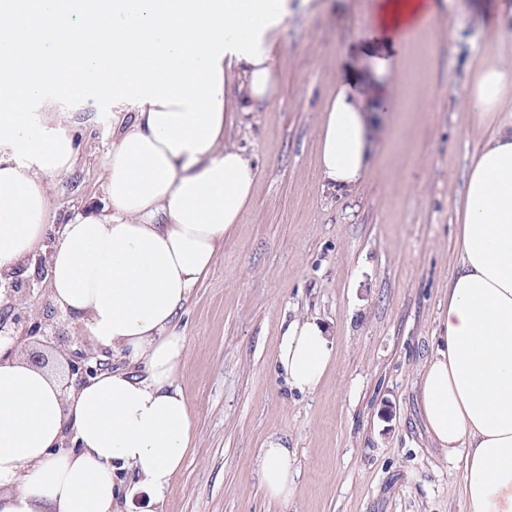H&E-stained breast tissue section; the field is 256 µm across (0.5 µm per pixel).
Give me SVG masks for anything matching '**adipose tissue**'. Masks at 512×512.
I'll use <instances>...</instances> for the list:
<instances>
[{
    "instance_id": "adipose-tissue-1",
    "label": "adipose tissue",
    "mask_w": 512,
    "mask_h": 512,
    "mask_svg": "<svg viewBox=\"0 0 512 512\" xmlns=\"http://www.w3.org/2000/svg\"><path fill=\"white\" fill-rule=\"evenodd\" d=\"M442 9L376 0L317 128L328 188L364 181L396 109L376 83L392 67L378 48L405 44ZM288 12V0H0V275L41 247L48 179L76 164L69 111L33 109L46 86L63 83L76 108L108 84L135 108L103 157L110 212L75 215L49 256L54 303L128 366L75 385L0 338V512H113L118 473L161 496L181 471L192 414L177 316L255 195L259 169L226 129L233 108L277 93L269 35ZM511 100L512 60H484L467 103L489 114ZM455 211L460 268L416 387L431 447L462 469L466 512H512V119L481 139ZM333 356L328 326L295 318L275 369L310 394ZM258 471L287 503L293 454L268 441Z\"/></svg>"
}]
</instances>
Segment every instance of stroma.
<instances>
[{
    "instance_id": "35a3bbf8",
    "label": "stroma",
    "mask_w": 512,
    "mask_h": 512,
    "mask_svg": "<svg viewBox=\"0 0 512 512\" xmlns=\"http://www.w3.org/2000/svg\"><path fill=\"white\" fill-rule=\"evenodd\" d=\"M374 0H306L277 29V96L237 113L229 137L260 169L254 200L190 294L178 376L192 411L182 471L164 497L142 489L117 512H464L463 472L431 448L414 380L459 264L454 208L480 138L495 119L463 94L487 48L512 58L489 18L496 0H447L382 76L402 111L386 120L371 170L351 193L324 190L316 129L339 69L356 58ZM112 92L91 88L73 114L77 163L50 177L56 224L101 204L112 146ZM21 297L0 283V330L16 318L41 347L55 331L87 350L81 325L52 300L39 261ZM312 316L334 332V362L311 394L274 369L283 320ZM295 457V491L271 501L256 460L269 438Z\"/></svg>"
}]
</instances>
